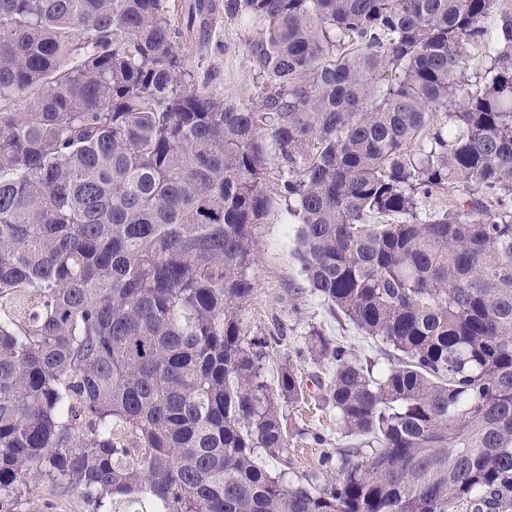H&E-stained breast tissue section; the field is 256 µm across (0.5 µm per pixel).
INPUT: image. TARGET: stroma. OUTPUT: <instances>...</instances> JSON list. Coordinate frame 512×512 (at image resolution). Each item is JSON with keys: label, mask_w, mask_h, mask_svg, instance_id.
Wrapping results in <instances>:
<instances>
[{"label": "stroma", "mask_w": 512, "mask_h": 512, "mask_svg": "<svg viewBox=\"0 0 512 512\" xmlns=\"http://www.w3.org/2000/svg\"><path fill=\"white\" fill-rule=\"evenodd\" d=\"M254 28L237 20L216 16L206 34V43L194 52L191 65L198 84L208 93L248 101L254 98L257 85L255 64L247 43ZM276 178H269L267 192L270 206L256 237V262L252 268L255 289L241 311L249 340L266 345V379L276 386L277 371L284 361L298 368L308 393L320 397L315 382L318 372L307 350L312 333L344 340L361 359L380 360L377 343L362 336L345 318L331 313L322 300L306 289L303 273L293 252L296 225L290 224L285 204L276 194ZM309 430L321 433L323 443L312 440L293 441L287 461L268 460L267 465L291 475L309 476L318 489L327 490L336 480V468L330 463L336 454V425L330 411H313L303 415ZM24 512H87L88 505L73 491L63 496L51 495L43 480H30L21 489Z\"/></svg>", "instance_id": "obj_1"}]
</instances>
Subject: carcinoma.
<instances>
[{"instance_id": "cac0c4a2", "label": "carcinoma", "mask_w": 512, "mask_h": 512, "mask_svg": "<svg viewBox=\"0 0 512 512\" xmlns=\"http://www.w3.org/2000/svg\"><path fill=\"white\" fill-rule=\"evenodd\" d=\"M259 92L196 86L217 12ZM310 291L336 483L241 311L266 181ZM448 197L429 211L427 201ZM512 512V0H0V512ZM306 410V409H305ZM312 413H303L304 425L309 430L321 433L325 441L316 444L312 440L299 441L293 439L291 448H288V463L272 460L261 454L262 460L276 471L285 470L288 477L312 476L310 481L319 490H328L336 480V467L327 461L328 457L336 459V424L334 423L330 408L325 411L311 410ZM21 488L25 512H89L90 506L77 491L64 496H53L45 480H26ZM49 503V508H47Z\"/></svg>"}]
</instances>
